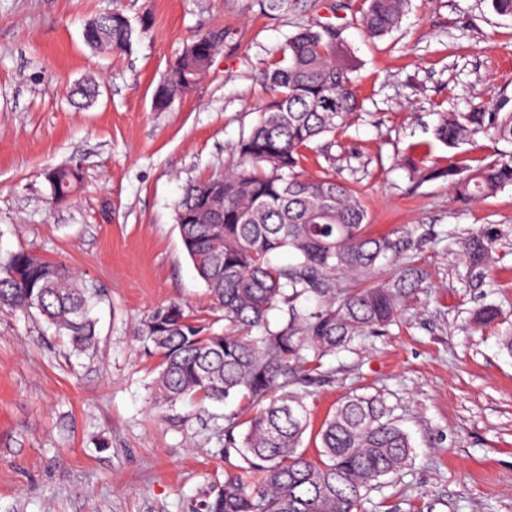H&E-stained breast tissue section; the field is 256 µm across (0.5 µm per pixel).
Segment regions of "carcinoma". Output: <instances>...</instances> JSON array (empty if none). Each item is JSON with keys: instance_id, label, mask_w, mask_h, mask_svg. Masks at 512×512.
I'll list each match as a JSON object with an SVG mask.
<instances>
[{"instance_id": "carcinoma-1", "label": "carcinoma", "mask_w": 512, "mask_h": 512, "mask_svg": "<svg viewBox=\"0 0 512 512\" xmlns=\"http://www.w3.org/2000/svg\"><path fill=\"white\" fill-rule=\"evenodd\" d=\"M360 24L371 37L396 29L407 0H367ZM136 29L120 10L106 9L85 25L92 50L125 51ZM224 29L192 39L166 77L155 107L187 93L189 80L209 69L224 46ZM358 62L325 30L304 28L288 39V59L264 71L271 98L238 158L224 173L188 186L176 223L185 251L222 313L224 332L179 304L155 309L136 339L159 353L154 404L173 406L199 397L238 402L249 412L224 416V456L242 465L224 472L198 512H358L368 494L412 461L407 432L381 395L345 397L322 423L319 457L301 450L310 423V387L331 382L325 359L365 336L397 324L423 288L425 269L410 251L407 232L370 231L366 210L348 181L333 170L310 177L302 151L314 142L331 155L336 133L361 108ZM479 134L512 145V109L500 104L469 112H441L434 141L451 149ZM469 201L512 187V151L483 160L461 176L454 165L438 172ZM52 198L68 200L79 188L77 167L43 172ZM501 232L484 224L455 242L468 284L491 287ZM295 255L288 265L275 252ZM101 298L82 274L61 263L18 251L0 256V312L36 313L85 352L96 340L92 312ZM280 314L271 326V312ZM495 305L475 324L498 323Z\"/></svg>"}]
</instances>
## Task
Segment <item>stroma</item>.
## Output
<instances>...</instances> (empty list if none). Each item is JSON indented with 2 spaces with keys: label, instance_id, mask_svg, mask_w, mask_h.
<instances>
[{
  "label": "stroma",
  "instance_id": "obj_1",
  "mask_svg": "<svg viewBox=\"0 0 512 512\" xmlns=\"http://www.w3.org/2000/svg\"><path fill=\"white\" fill-rule=\"evenodd\" d=\"M119 8L138 24L129 51L91 53L85 23ZM364 0H0V254L24 250L81 271L102 292L95 348L72 351L36 316L0 314V512H196L237 456L224 454L235 404L153 405L158 356L135 334L170 303L211 317L183 248L175 208L185 188L224 173L270 98L263 71L300 28L333 26L360 62L363 104L332 159L312 152L306 175L335 162L373 231L405 227L428 271L388 335L330 356L331 383L307 404L303 448L352 393L383 395L410 433L409 467L370 493L361 512H512V357L500 331H475L483 305L512 326V188L458 202L421 169L475 165L508 145L480 135L423 153L439 113L512 100V18L489 0H410L400 27L374 39ZM230 38L209 72L166 110L153 96L196 35ZM91 81L86 108L66 90ZM76 166L78 191L53 203L42 172ZM498 225L493 287L471 288L457 249Z\"/></svg>",
  "mask_w": 512,
  "mask_h": 512
}]
</instances>
